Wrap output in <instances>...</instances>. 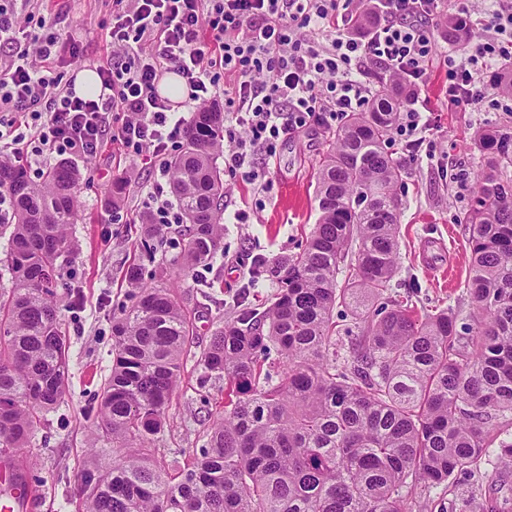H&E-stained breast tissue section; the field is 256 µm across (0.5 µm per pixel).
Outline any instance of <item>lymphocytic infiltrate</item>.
Here are the masks:
<instances>
[{"mask_svg": "<svg viewBox=\"0 0 512 512\" xmlns=\"http://www.w3.org/2000/svg\"><path fill=\"white\" fill-rule=\"evenodd\" d=\"M108 33L112 65L98 76L105 96L84 99L49 76L58 57L54 34L29 36L14 8L0 4V112L23 123L0 130V157L44 171L58 157L95 154L105 138L149 158L154 179L144 210L152 223L181 221L168 198L172 145L188 121L176 117L158 82L172 72L197 111L220 97L223 77L236 78L224 102V169L266 190L253 162L274 155L282 136L309 127L315 114L339 121L364 111L381 67L410 97L424 87L443 0H113ZM346 22L333 38L323 27L337 9ZM512 59V6L491 13L486 34L448 63V100L477 105L487 92L480 71Z\"/></svg>", "mask_w": 512, "mask_h": 512, "instance_id": "lymphocytic-infiltrate-1", "label": "lymphocytic infiltrate"}]
</instances>
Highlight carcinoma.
Instances as JSON below:
<instances>
[{
	"instance_id": "carcinoma-1",
	"label": "carcinoma",
	"mask_w": 512,
	"mask_h": 512,
	"mask_svg": "<svg viewBox=\"0 0 512 512\" xmlns=\"http://www.w3.org/2000/svg\"><path fill=\"white\" fill-rule=\"evenodd\" d=\"M475 36L448 17L440 38ZM490 85L512 97V62ZM405 92L380 88L366 112L333 135L317 172L320 212L302 251L280 265L279 291L264 309L245 307L217 329L197 365L199 386L224 380V416L182 466L150 445L177 393L194 323L169 288L149 285L132 263L131 306L112 321V367L98 417L112 434V467L91 458L76 477L83 512H407L418 485L449 484L479 468L498 445L512 469V132L479 130L483 158L459 216L470 249L467 288L477 315L459 333L449 311L420 317L398 300L374 307L398 268L403 166L386 151ZM224 113H195L169 161L182 213V269L211 261L224 240ZM81 173L63 161L32 182L0 158L12 205L0 295V465L25 484L26 447L39 413L63 396L69 344L55 301L58 261L71 252ZM354 262L341 284L337 270ZM339 306L352 308L356 344L336 355ZM276 349L279 370L264 369Z\"/></svg>"
}]
</instances>
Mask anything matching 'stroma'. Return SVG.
Returning <instances> with one entry per match:
<instances>
[{"label":"stroma","instance_id":"obj_1","mask_svg":"<svg viewBox=\"0 0 512 512\" xmlns=\"http://www.w3.org/2000/svg\"><path fill=\"white\" fill-rule=\"evenodd\" d=\"M41 13L59 41L53 76L69 80L82 69L109 66L112 55L106 36L112 25V0H44ZM433 51L429 80L417 104L431 129L420 147L407 148L395 138L387 146L404 166L397 187L399 268L389 294L411 301L425 313L452 309L458 325L468 327L473 314L467 292L468 245L458 216L467 207L482 168L473 135L485 128L512 129V100L488 98L476 108L450 104L448 60L462 50L438 40ZM335 130L323 117H315L307 132L282 137L275 155L260 157L270 182L268 193L225 178L227 213H245L247 220L225 225L223 248L209 266L183 273L182 240L173 227L165 231L154 261L144 262L146 282L173 289L194 316L192 356L154 443L158 454L186 463L203 443L205 415L223 414V384L214 380L199 388L196 357L233 316L237 303L257 307L277 293L275 278L264 277L254 285L249 272L255 258H265L274 267L301 251L319 218L316 170ZM76 165L82 174V207L70 229L75 249L61 266L56 289L70 370L60 403L41 414L24 453L27 484L39 500L35 512H78L74 479L88 449L112 445L111 435L96 427L94 411L112 365V319L128 302L124 271L143 253L136 227L145 188L152 180L148 160L124 154L114 144L79 158ZM126 169L134 171L135 179L127 185L121 207L124 219L116 222L109 192ZM498 454V448H490L491 460L480 471L454 474L451 491L419 486L407 502L410 512H481L484 496L503 476L494 462Z\"/></svg>","mask_w":512,"mask_h":512}]
</instances>
